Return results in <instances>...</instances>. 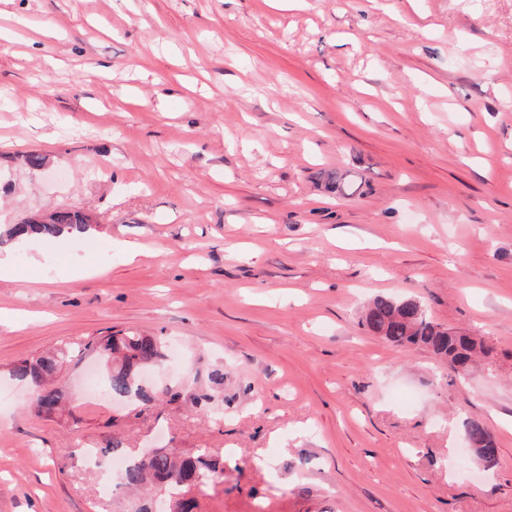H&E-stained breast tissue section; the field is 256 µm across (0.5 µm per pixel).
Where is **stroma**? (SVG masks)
Instances as JSON below:
<instances>
[{
  "label": "stroma",
  "mask_w": 512,
  "mask_h": 512,
  "mask_svg": "<svg viewBox=\"0 0 512 512\" xmlns=\"http://www.w3.org/2000/svg\"><path fill=\"white\" fill-rule=\"evenodd\" d=\"M0 168V224L97 220L0 280V512H121L113 436L222 456L195 512H512V0H0ZM379 295L490 356L367 332ZM129 330L180 402L96 403L73 354L46 418L10 375ZM465 432L477 448L474 457L486 463H493L498 454L497 445L481 420L468 418L464 424Z\"/></svg>",
  "instance_id": "obj_1"
}]
</instances>
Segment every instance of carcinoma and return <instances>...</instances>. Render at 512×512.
<instances>
[{
	"label": "carcinoma",
	"instance_id": "obj_1",
	"mask_svg": "<svg viewBox=\"0 0 512 512\" xmlns=\"http://www.w3.org/2000/svg\"><path fill=\"white\" fill-rule=\"evenodd\" d=\"M91 226L90 217L82 210L59 208L19 224L0 226V245H17L33 235L53 238L65 232L86 234ZM362 320L372 334L390 343L428 349L448 361V368L455 373L468 366L477 352L478 344L473 337L434 322L422 303L414 298L398 300L377 296L368 305ZM87 351L102 357L106 370L105 390L112 398L125 400L134 395L143 406L172 404L181 399V395L171 389L157 391L140 385L142 369L164 358L163 345L153 336L128 331L102 336L92 342H73L54 353L14 364L13 377L33 388L31 407L35 413L51 416L62 409L68 395L52 384L53 377L67 354ZM464 428L477 448L474 457L486 463L494 462L498 448L481 420L469 418ZM129 459L132 464L124 471L122 487L139 494L140 498L136 503H128V512H150L154 486L165 491L164 499L172 504L171 512H192L195 508L192 493L224 477V457L214 456L205 448L193 453L153 448L146 456L136 454Z\"/></svg>",
	"mask_w": 512,
	"mask_h": 512
}]
</instances>
